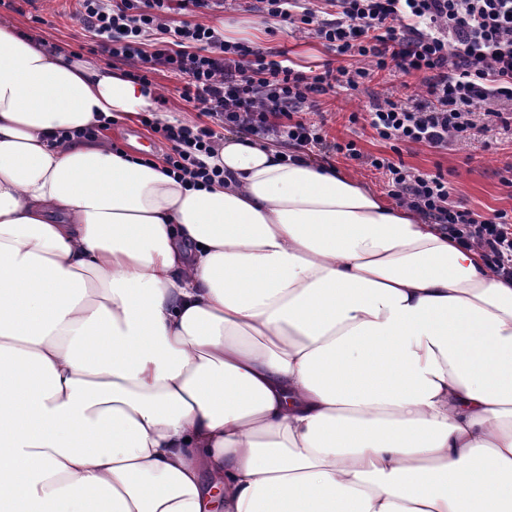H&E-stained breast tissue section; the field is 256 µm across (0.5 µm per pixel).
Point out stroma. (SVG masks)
I'll return each instance as SVG.
<instances>
[{
	"label": "stroma",
	"mask_w": 512,
	"mask_h": 512,
	"mask_svg": "<svg viewBox=\"0 0 512 512\" xmlns=\"http://www.w3.org/2000/svg\"><path fill=\"white\" fill-rule=\"evenodd\" d=\"M254 0H231L230 5L216 10L208 17V24L223 26H250L266 23L268 33L259 42L262 50L285 51L294 68L308 72H321L324 65L339 66L341 58L326 49L317 39L295 32L286 23L264 19L254 8ZM11 20L24 32L33 31L48 45L60 48L69 55L89 57V42L77 15L76 0H11L10 5L0 7V18ZM375 84L369 83L356 91H337L322 96L320 112L325 119L330 136L355 141L366 154L386 155L388 145L377 139L363 123H350L354 112L366 111ZM105 136L121 149L135 156L156 158L160 144L152 132L141 124L118 122L106 131ZM402 159L410 167L423 172H443L456 199L469 208L489 215L496 210L512 211V190L501 186L499 173L512 164V137L500 136L492 148H483L480 140L458 143L445 149L417 147L403 151Z\"/></svg>",
	"instance_id": "obj_1"
}]
</instances>
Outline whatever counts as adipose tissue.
Returning <instances> with one entry per match:
<instances>
[{
    "label": "adipose tissue",
    "mask_w": 512,
    "mask_h": 512,
    "mask_svg": "<svg viewBox=\"0 0 512 512\" xmlns=\"http://www.w3.org/2000/svg\"><path fill=\"white\" fill-rule=\"evenodd\" d=\"M145 113L0 20V512H512V280L333 166L80 136Z\"/></svg>",
    "instance_id": "1"
}]
</instances>
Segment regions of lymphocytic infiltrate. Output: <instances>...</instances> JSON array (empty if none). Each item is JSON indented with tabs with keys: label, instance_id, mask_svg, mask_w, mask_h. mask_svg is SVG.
<instances>
[{
	"label": "lymphocytic infiltrate",
	"instance_id": "f902f5d3",
	"mask_svg": "<svg viewBox=\"0 0 512 512\" xmlns=\"http://www.w3.org/2000/svg\"><path fill=\"white\" fill-rule=\"evenodd\" d=\"M272 19L312 35L355 67L308 74L272 52L225 41L200 15L222 0H78L90 41L110 60L128 65L129 78L149 83L167 72L183 81L180 98L198 111L192 124L141 123L164 146L169 173L199 188L223 180L208 166L225 134L302 151L318 149L381 171L389 194L458 242L481 250L496 273L512 279V214L485 216L453 199L443 173H423L398 161L415 146L447 148L494 131L512 132V0H260ZM186 14L170 24L169 13ZM383 72L415 75L414 94L373 96L365 120L391 156L363 155L355 141H331L307 120L318 96L358 90Z\"/></svg>",
	"mask_w": 512,
	"mask_h": 512
}]
</instances>
